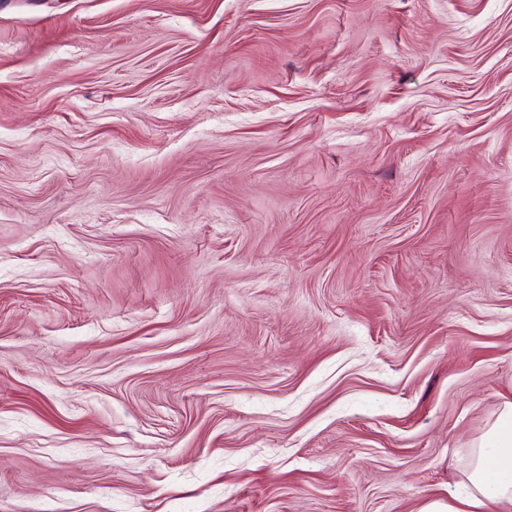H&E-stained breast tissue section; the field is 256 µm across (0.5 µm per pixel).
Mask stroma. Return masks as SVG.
<instances>
[{
  "label": "stroma",
  "instance_id": "1",
  "mask_svg": "<svg viewBox=\"0 0 512 512\" xmlns=\"http://www.w3.org/2000/svg\"><path fill=\"white\" fill-rule=\"evenodd\" d=\"M512 401V0H0V512H423Z\"/></svg>",
  "mask_w": 512,
  "mask_h": 512
}]
</instances>
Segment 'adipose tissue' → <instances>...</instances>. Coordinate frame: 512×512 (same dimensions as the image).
<instances>
[{
	"label": "adipose tissue",
	"instance_id": "ef3b65f1",
	"mask_svg": "<svg viewBox=\"0 0 512 512\" xmlns=\"http://www.w3.org/2000/svg\"><path fill=\"white\" fill-rule=\"evenodd\" d=\"M464 476L462 495L431 502L424 512H512V401L503 403L474 448Z\"/></svg>",
	"mask_w": 512,
	"mask_h": 512
}]
</instances>
